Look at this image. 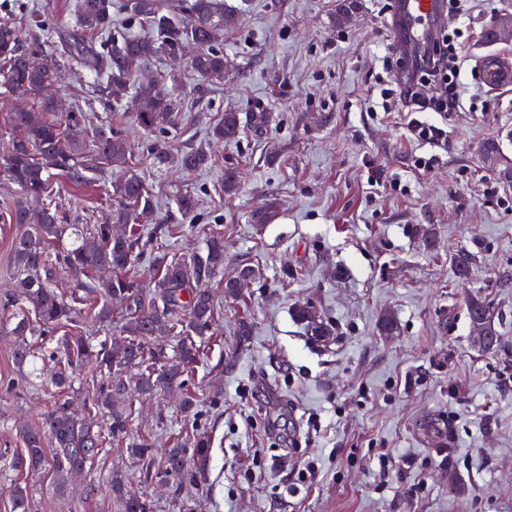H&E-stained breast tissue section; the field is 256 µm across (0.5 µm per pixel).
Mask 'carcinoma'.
I'll return each instance as SVG.
<instances>
[{
	"mask_svg": "<svg viewBox=\"0 0 512 512\" xmlns=\"http://www.w3.org/2000/svg\"><path fill=\"white\" fill-rule=\"evenodd\" d=\"M125 8L132 18L151 22L156 36H126L106 48L99 46L86 35L111 31L112 0H78L76 27H53L57 43L63 54L102 77L113 103L123 102L134 90L130 120L144 135L156 167L195 172L210 161L207 143L171 150L169 135L180 129L184 117L160 86L133 83V68L165 55L173 63V80L182 64V47L192 42L197 53L189 67L197 80L223 77L224 28L235 23L236 15L224 0H173L166 10L158 0H126ZM58 80L57 60L43 54L41 42L27 43L13 26L0 24V83L5 92L41 95L38 108L10 113L11 148L0 156V174L19 194L8 213V223L16 225L13 290L0 298V334L16 339L12 358L20 380L39 379L55 389L40 425L21 431L23 451L12 465L19 471L49 466L63 489L69 475L91 470L117 444L143 474L144 484H168L179 496L204 478L210 436L197 427L170 448L148 447L137 434V409L128 394L134 391L146 399L172 395L181 414L194 418L199 397L191 377L206 340L216 331L218 311L209 284L224 273V236L209 234L204 249L191 253H175L159 244L155 196L132 166L130 138L109 123L95 126L87 138L81 136L88 124L86 113L59 112L55 100L44 94ZM239 133L238 113L226 112L210 127L208 139L231 141ZM109 168L124 169L106 190L112 209L99 224L67 223L53 202L55 181L82 187ZM31 199L44 201L43 207L32 211ZM173 201L182 220H199L197 193L178 190ZM146 260L155 270L148 283L136 272ZM102 269L111 275H100ZM244 274H253L251 266L242 265L223 278L224 297L237 299L235 281ZM295 315L314 340L335 335L313 307L300 306ZM468 316L477 345L496 350L501 336L491 326L490 305L472 298ZM88 319L103 330L118 328V336L102 340L88 335L83 327ZM81 374L96 379L97 390L78 413L69 389ZM47 447L53 448L49 456ZM108 490L118 512L153 508L121 470L110 472ZM11 498L13 512H31L26 488L13 486Z\"/></svg>",
	"mask_w": 512,
	"mask_h": 512,
	"instance_id": "obj_1",
	"label": "carcinoma"
}]
</instances>
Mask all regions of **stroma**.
Listing matches in <instances>:
<instances>
[{
    "mask_svg": "<svg viewBox=\"0 0 512 512\" xmlns=\"http://www.w3.org/2000/svg\"><path fill=\"white\" fill-rule=\"evenodd\" d=\"M75 2L0 0V20L30 40L34 20L74 25ZM357 3L340 27L338 0H226L240 20L224 33L223 81L200 84L187 71L167 81L189 109L171 146L204 140L227 112L240 117L239 137L189 175L134 152L161 207L162 243L181 253L205 246L171 200L188 188L201 223L224 235L225 272L248 264L255 273L237 300L220 301V333L194 378L204 395L196 423L212 449L206 481L181 493L191 512H512V85L490 88L476 67L512 55V40L485 37L492 17L512 14V0H464L463 14L434 18L461 49L464 89L457 111L427 115L445 132L436 147L408 138L401 113L367 111L394 50L390 0ZM58 63L61 111L129 130L94 75L66 56ZM256 112L272 122L255 129ZM228 167L243 173L229 196ZM56 201L72 224L97 223L109 206L100 182L57 184ZM269 201L274 219L252 224V210ZM462 251L474 257L464 279L454 270ZM475 297L490 304L502 338L490 353L475 345L467 317ZM306 304L335 327L331 343L312 341L296 319ZM387 314L398 325L389 336L379 327ZM243 319L252 326L244 342ZM49 406L38 386L0 391V460L21 453V425ZM138 409L151 447L172 445L186 428L167 401ZM311 420L320 431L308 430ZM446 431L451 442L437 452ZM122 460L110 448L107 467L75 476L66 492L49 469L0 471V512H11L17 483L32 512H105V489L86 488Z\"/></svg>",
    "mask_w": 512,
    "mask_h": 512,
    "instance_id": "1",
    "label": "stroma"
}]
</instances>
